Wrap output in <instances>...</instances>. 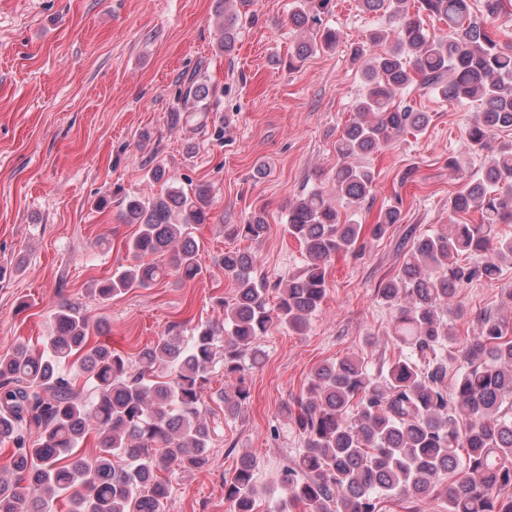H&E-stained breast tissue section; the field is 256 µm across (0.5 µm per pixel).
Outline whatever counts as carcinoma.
<instances>
[{"label": "carcinoma", "mask_w": 512, "mask_h": 512, "mask_svg": "<svg viewBox=\"0 0 512 512\" xmlns=\"http://www.w3.org/2000/svg\"><path fill=\"white\" fill-rule=\"evenodd\" d=\"M358 0L364 11L383 12L393 27L353 47L361 63L362 92L336 139L340 163L333 175L336 199L312 187L288 208L287 232L302 249L304 270L279 280L277 305L268 307L267 280L257 276L256 251L226 249L215 258L236 288L224 301V324L196 326L190 336H163L135 361L99 344L84 351L91 333L103 332L77 304L54 316L43 348L20 343L0 355V444L9 443L12 478L0 477V512H47L64 499L67 512H162L170 495L161 471L186 472L210 461L213 428L207 419L209 375L217 364L237 384L220 393L224 414L239 415L250 398L245 371L261 350L257 341L277 321L304 332L327 296V274L336 257L354 250L363 225L341 216L372 199L375 174L357 160L397 136L427 128L430 116L398 97L410 89L448 100L479 103L465 131V152L476 154L490 132L512 129V45L486 30L503 0H485L481 14L469 0ZM334 0H298L291 23L304 34L289 65L340 39L324 23ZM218 48L230 55L241 23L238 0H216ZM444 21L439 33L421 14ZM216 89L192 75L177 102L186 118L210 111ZM210 189L187 193L170 187L155 197L119 198L121 215L138 230L128 243L134 262L97 284L105 303L171 274L191 282L201 276L192 229L208 220ZM452 215L478 214L475 224H452L447 233L413 238L396 273L376 288L392 310L399 354L374 370L365 358L345 355L316 367L297 406L283 413L297 431L302 451L279 481L289 502L303 512H381L390 498L404 512H420L441 495L448 512H512V330L492 313L476 336L448 328L441 309L474 282L497 278L512 263V237L495 232L512 223V140L499 144L486 171L471 175L448 198ZM397 206L384 209L371 235L383 237L398 223ZM269 229L264 210L228 236L259 246ZM461 363L453 376L448 364ZM93 389L86 398L78 376ZM36 435L31 441L28 435ZM100 444L89 459L80 448ZM122 456L126 464L112 460ZM257 461L246 454L224 478V497L234 512H255ZM453 483H447L449 474Z\"/></svg>", "instance_id": "carcinoma-1"}]
</instances>
